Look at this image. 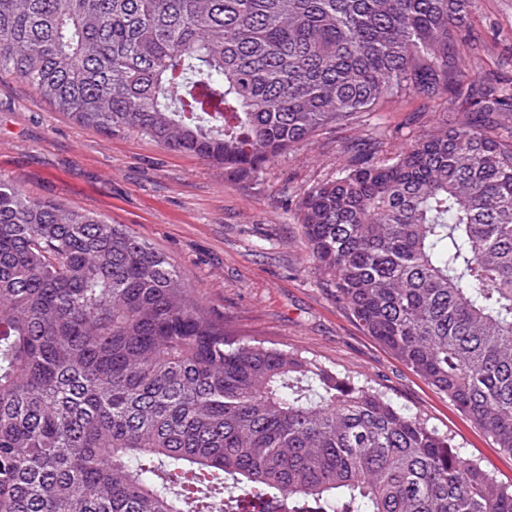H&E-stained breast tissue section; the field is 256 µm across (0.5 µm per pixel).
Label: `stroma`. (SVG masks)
I'll return each mask as SVG.
<instances>
[{
	"label": "stroma",
	"mask_w": 512,
	"mask_h": 512,
	"mask_svg": "<svg viewBox=\"0 0 512 512\" xmlns=\"http://www.w3.org/2000/svg\"><path fill=\"white\" fill-rule=\"evenodd\" d=\"M472 78L512 87V0H472L455 46ZM468 101L402 95L368 124L318 132L242 180L223 166L167 150L133 132L84 127L12 77H0V180L32 197L123 224L165 254L192 301L228 330L296 351L358 380L453 437L463 458L512 484V456L440 393L368 336L304 245L302 194L335 178L353 143L377 132L386 152L430 132L445 112L467 119Z\"/></svg>",
	"instance_id": "obj_1"
}]
</instances>
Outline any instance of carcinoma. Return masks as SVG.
I'll list each match as a JSON object with an SVG mask.
<instances>
[{
	"label": "carcinoma",
	"instance_id": "carcinoma-1",
	"mask_svg": "<svg viewBox=\"0 0 512 512\" xmlns=\"http://www.w3.org/2000/svg\"><path fill=\"white\" fill-rule=\"evenodd\" d=\"M471 0H0V76L255 177L380 102L473 98L299 202L366 334L512 455V89L449 51ZM0 512H512L453 438L224 328L123 224L0 180Z\"/></svg>",
	"mask_w": 512,
	"mask_h": 512
}]
</instances>
